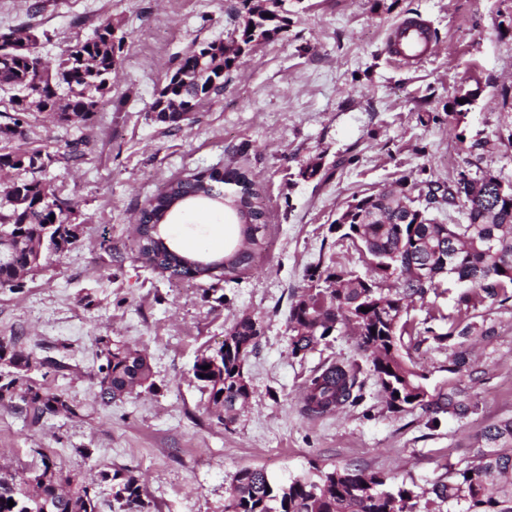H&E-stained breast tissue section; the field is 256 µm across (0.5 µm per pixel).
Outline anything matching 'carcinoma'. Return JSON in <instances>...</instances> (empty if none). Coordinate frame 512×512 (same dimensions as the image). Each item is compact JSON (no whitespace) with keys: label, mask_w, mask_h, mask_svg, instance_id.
Masks as SVG:
<instances>
[{"label":"carcinoma","mask_w":512,"mask_h":512,"mask_svg":"<svg viewBox=\"0 0 512 512\" xmlns=\"http://www.w3.org/2000/svg\"><path fill=\"white\" fill-rule=\"evenodd\" d=\"M285 0H263L250 7L236 36L237 47L227 50L222 43H210L188 51L176 70L169 75L152 104L157 117L167 119L166 111L192 113L198 104L224 87V72L232 68L243 48L255 42L270 40L286 31L289 25ZM118 27L112 19H104L93 34L70 45L54 61H46L32 50L22 57L0 62V89L11 92L15 115L10 122L0 124V140H14L22 135L21 103L32 95L30 103L43 112L59 107L77 117L89 119L99 100L108 92L112 76L120 64V50L112 47V29ZM41 153L26 151L0 153V163L14 171L43 170L34 163ZM398 192L384 191L357 199L348 205L333 225L341 239H356L360 243L372 275L363 278L341 267L310 274L308 288L289 308L292 335L289 346L298 356L312 350L330 337L333 331L349 327L359 338L363 350L370 352L371 368L385 390L389 407L404 411L417 406L432 414L459 419L473 413L477 403L458 392L448 391L429 396L427 375L405 352L404 336L417 345L433 341L454 348L451 367L462 371L468 366L465 343L472 326H449L446 333H437L430 326L420 329L402 321L403 313L414 300H424L436 290L435 283L446 278L460 282L466 288L457 296V307L475 312L485 302L501 305L512 300V183L494 175L478 180L460 177L447 188H428L431 197L441 196L448 207L459 208L465 214L464 224H421L416 216H408L401 202L411 205V194L417 185L398 180ZM210 189L197 179L175 178L169 181L141 213L157 216L172 196L184 201L178 208L224 204L204 200L198 192ZM23 198L21 207L15 201ZM56 199L52 185L41 179L17 178L0 191V233L16 236L21 232L20 245L13 262L0 271V288L13 287L19 272L41 265L46 253L63 250L70 243L65 223L68 213L52 210ZM153 234L167 241L168 254L174 270L171 280L188 277L184 259L216 262L218 258L203 251L189 253L167 240L165 224ZM248 241L246 248L229 247L225 254L237 251L233 269L235 275L251 267L258 245L249 230L241 231ZM394 261L388 273L377 264L379 260ZM425 266L431 279H419L414 268ZM395 276L399 288L383 292L375 281ZM367 311H361V308ZM231 343L197 358L193 366L195 379L207 393L208 405L228 414L244 405L250 397V387L240 381L239 361L256 348L258 334L249 317L237 321L225 334ZM103 363L100 391L103 398L116 399L137 387H153L152 368L147 357L126 345L103 342ZM10 368V374L0 380V401L17 399L21 409L36 424L47 414L78 415L63 395L33 384L28 377L30 355L22 350H10L0 356ZM209 369H203V366ZM362 367L331 363L316 370L306 381L303 411L319 417L361 398ZM483 444L476 449V460L462 468L448 469L447 479L433 484L434 498L425 501V512H442L443 506L458 512H512V418L489 425ZM472 477H467V474ZM115 499L123 512H143L140 486L133 477L117 484ZM419 495L392 482L389 476L366 473L357 468L342 467L325 472L316 479L296 477L286 483L272 481L262 469L239 470L227 489L224 512H416ZM14 506H8V501ZM96 493L82 479L61 478L53 462L42 460V466L9 480L0 478V512H97Z\"/></svg>","instance_id":"1"}]
</instances>
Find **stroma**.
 <instances>
[{"label": "stroma", "instance_id": "35a3bbf8", "mask_svg": "<svg viewBox=\"0 0 512 512\" xmlns=\"http://www.w3.org/2000/svg\"><path fill=\"white\" fill-rule=\"evenodd\" d=\"M287 33L255 43L224 74V87L174 128L151 110L192 47L231 42L243 0H0V30L39 34L55 58L104 18L125 34L120 68L95 114L61 122L31 110L9 149L50 154L42 176L69 202L71 242L14 287L0 288V341L31 354L29 378L61 393L77 415L31 423L0 403V475L52 458L63 475L92 482L99 512H120L109 478L135 477L145 512H223L236 472L264 469L277 482L351 467L429 490L447 465L473 462L484 429L512 417V303L459 312L451 294L409 307L413 325L450 315L491 334L474 347L473 373L448 369L450 349L426 343L411 357L430 393L460 388L473 414L431 419L392 411L370 359L348 329L292 355L288 310L313 270L368 266L331 224L349 202L395 184L447 185L486 174L512 183V0H285ZM423 20L435 53L401 64L388 52L395 24ZM473 100L461 120L448 109ZM81 140L82 154L67 145ZM318 165L317 175L301 172ZM236 167L267 214L252 267L217 280L171 281L137 259L133 225L172 178ZM211 210L173 217L178 244L212 250ZM261 334L245 371L251 396L220 419L193 376L241 317ZM144 353L153 388L100 397V339ZM61 369L42 366L44 357ZM363 368V399L321 418L302 410L306 380L322 365Z\"/></svg>", "mask_w": 512, "mask_h": 512}]
</instances>
